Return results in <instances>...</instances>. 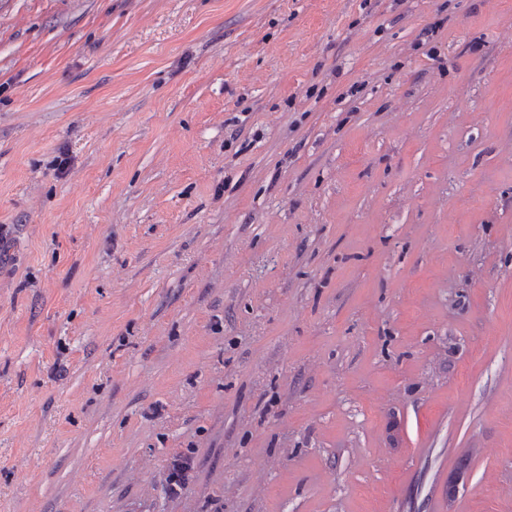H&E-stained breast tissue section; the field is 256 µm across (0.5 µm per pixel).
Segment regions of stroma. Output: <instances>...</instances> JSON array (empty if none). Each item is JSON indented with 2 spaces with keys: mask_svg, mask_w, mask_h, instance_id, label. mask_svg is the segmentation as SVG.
Listing matches in <instances>:
<instances>
[{
  "mask_svg": "<svg viewBox=\"0 0 512 512\" xmlns=\"http://www.w3.org/2000/svg\"><path fill=\"white\" fill-rule=\"evenodd\" d=\"M2 224L0 512H512V0H0ZM191 467L192 461L188 456L179 455L172 460L168 475V491L171 494H177L185 487Z\"/></svg>",
  "mask_w": 512,
  "mask_h": 512,
  "instance_id": "stroma-1",
  "label": "stroma"
}]
</instances>
